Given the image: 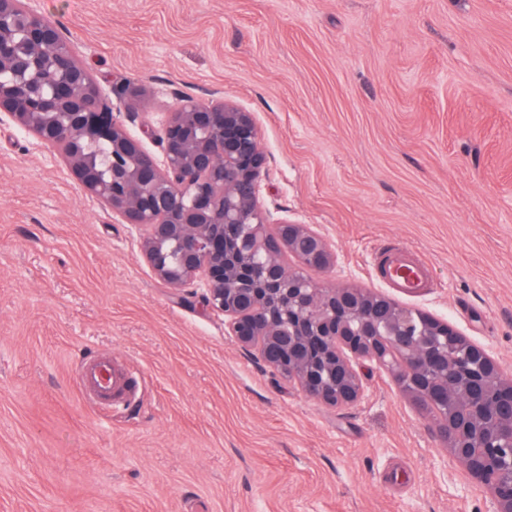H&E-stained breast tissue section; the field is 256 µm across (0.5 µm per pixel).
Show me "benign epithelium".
<instances>
[{
	"label": "benign epithelium",
	"mask_w": 512,
	"mask_h": 512,
	"mask_svg": "<svg viewBox=\"0 0 512 512\" xmlns=\"http://www.w3.org/2000/svg\"><path fill=\"white\" fill-rule=\"evenodd\" d=\"M26 46L11 52L15 40ZM0 116L59 153L84 191L141 231L154 275L177 289L200 282L227 335L310 399L336 409L361 400L363 361L390 373L431 417L469 479L512 512V379L489 350L449 323L378 293L321 287L307 274L336 261L309 224L261 202L268 172L254 114L192 97L157 140L133 136L65 31L32 0H0ZM110 145L106 166L89 153Z\"/></svg>",
	"instance_id": "7a95c632"
}]
</instances>
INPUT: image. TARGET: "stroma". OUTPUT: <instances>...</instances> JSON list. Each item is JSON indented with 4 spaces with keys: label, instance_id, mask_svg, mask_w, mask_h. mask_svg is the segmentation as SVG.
Here are the masks:
<instances>
[{
    "label": "stroma",
    "instance_id": "stroma-1",
    "mask_svg": "<svg viewBox=\"0 0 512 512\" xmlns=\"http://www.w3.org/2000/svg\"><path fill=\"white\" fill-rule=\"evenodd\" d=\"M148 151L181 97L253 112L275 217L318 228L320 284L377 290L391 242L432 267L404 306L512 377V0H36ZM135 373L119 408L85 356ZM366 397H305L234 345L197 288L62 157L0 121V512H493L376 365Z\"/></svg>",
    "mask_w": 512,
    "mask_h": 512
}]
</instances>
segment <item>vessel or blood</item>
I'll return each mask as SVG.
<instances>
[{
	"label": "vessel or blood",
	"mask_w": 512,
	"mask_h": 512,
	"mask_svg": "<svg viewBox=\"0 0 512 512\" xmlns=\"http://www.w3.org/2000/svg\"><path fill=\"white\" fill-rule=\"evenodd\" d=\"M373 264L377 279L398 294L417 296L433 286L429 262L411 247L388 248ZM82 385L86 391L120 401L128 397L134 381L125 369L90 358L83 363Z\"/></svg>",
	"instance_id": "vessel-or-blood-1"
}]
</instances>
